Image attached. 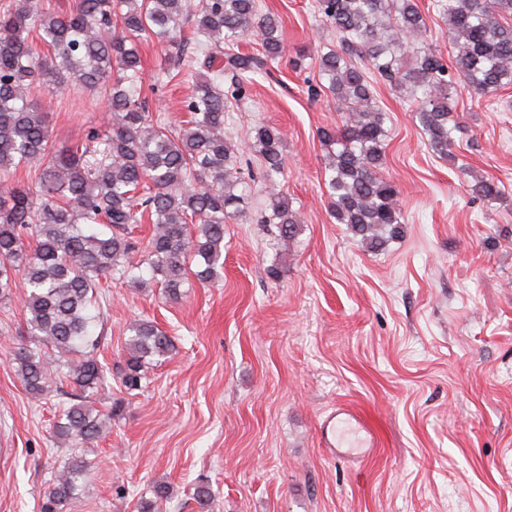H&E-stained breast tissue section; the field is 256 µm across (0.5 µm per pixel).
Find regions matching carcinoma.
<instances>
[{
	"mask_svg": "<svg viewBox=\"0 0 512 512\" xmlns=\"http://www.w3.org/2000/svg\"><path fill=\"white\" fill-rule=\"evenodd\" d=\"M340 43L319 57L342 125L320 130L331 148L325 169L330 215L370 247L401 234L399 189L379 170L386 160V114L375 104L368 73L420 93L415 118L432 152L451 155L459 117L450 106L456 87L448 81L417 0H315ZM447 18L462 88L477 99L512 82V0H437ZM193 23L191 36L184 24ZM246 37L261 53L239 50ZM160 45L175 64L159 83L179 75L185 44L201 46L199 68L186 107L187 125L173 134L151 119L143 96L140 43ZM281 24L258 0H77L60 13L50 0H12L0 8V299L22 276L27 344L14 354L26 391L41 399L65 398L54 424L61 444H94L106 419L90 398L107 383L99 359L102 281L156 286L169 298L194 278L218 279L224 270V224L243 216L246 185L235 144L224 135L230 104L239 102L253 76L282 55ZM414 55L403 65L404 53ZM231 73L222 89L224 72ZM77 82L108 88L107 120L84 142L55 145L36 84L49 94ZM263 159L269 204L260 223L281 240L298 233L300 218L279 189L283 138L273 126L246 133ZM34 172L33 187L15 181L18 169ZM471 193L500 195L498 184L477 179ZM152 224L147 262L135 260L143 221ZM123 386L142 387L145 369L174 350L165 331L133 320ZM89 463L74 454L57 469L41 512H66ZM169 489L156 484L138 512H160Z\"/></svg>",
	"mask_w": 512,
	"mask_h": 512,
	"instance_id": "obj_1",
	"label": "carcinoma"
}]
</instances>
